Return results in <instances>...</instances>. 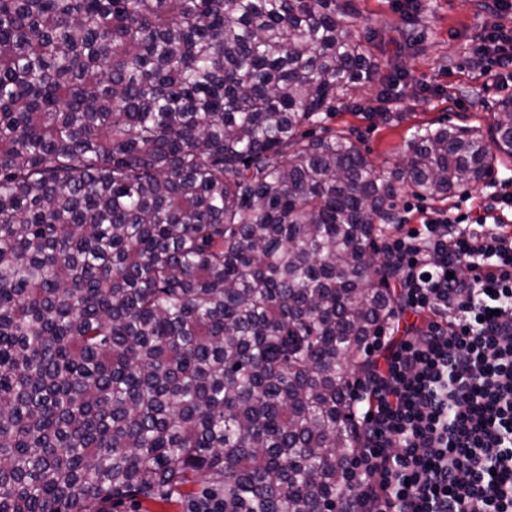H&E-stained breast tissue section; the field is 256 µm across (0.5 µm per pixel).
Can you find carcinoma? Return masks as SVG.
Masks as SVG:
<instances>
[{
  "instance_id": "cac0c4a2",
  "label": "carcinoma",
  "mask_w": 512,
  "mask_h": 512,
  "mask_svg": "<svg viewBox=\"0 0 512 512\" xmlns=\"http://www.w3.org/2000/svg\"><path fill=\"white\" fill-rule=\"evenodd\" d=\"M353 16L0 0V512L170 503L194 478L224 512H350L397 186L444 202L512 158V99L388 168L333 133L377 68Z\"/></svg>"
}]
</instances>
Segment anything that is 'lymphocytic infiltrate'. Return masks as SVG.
I'll return each instance as SVG.
<instances>
[{
	"mask_svg": "<svg viewBox=\"0 0 512 512\" xmlns=\"http://www.w3.org/2000/svg\"><path fill=\"white\" fill-rule=\"evenodd\" d=\"M469 58L512 71V0H485ZM398 319L366 344L354 380L366 431L342 496L352 512H512V180L479 209L401 225L384 246Z\"/></svg>",
	"mask_w": 512,
	"mask_h": 512,
	"instance_id": "obj_1",
	"label": "lymphocytic infiltrate"
}]
</instances>
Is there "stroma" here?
I'll return each instance as SVG.
<instances>
[{"label": "stroma", "mask_w": 512, "mask_h": 512, "mask_svg": "<svg viewBox=\"0 0 512 512\" xmlns=\"http://www.w3.org/2000/svg\"><path fill=\"white\" fill-rule=\"evenodd\" d=\"M353 34L373 38L380 72L400 76L399 94L385 111L367 112L382 89L359 82L337 100L332 129L351 136L370 159L389 165L403 155L416 129L471 125L488 130L501 100L512 98V75H479L468 60L482 34L480 0H420L413 17L392 0H353Z\"/></svg>", "instance_id": "35a3bbf8"}]
</instances>
